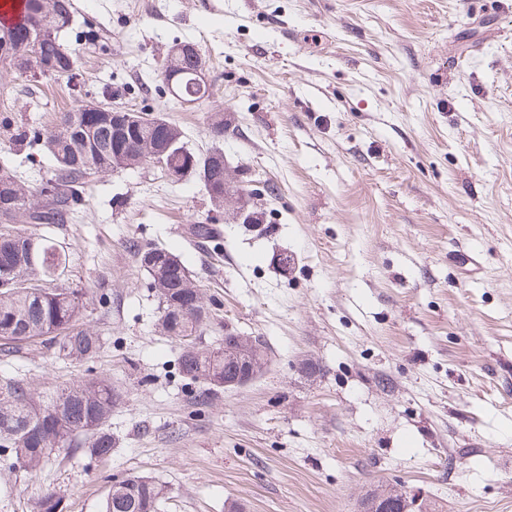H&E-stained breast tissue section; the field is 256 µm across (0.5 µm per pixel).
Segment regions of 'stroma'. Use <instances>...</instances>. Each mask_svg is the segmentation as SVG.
Listing matches in <instances>:
<instances>
[{
  "label": "stroma",
  "mask_w": 512,
  "mask_h": 512,
  "mask_svg": "<svg viewBox=\"0 0 512 512\" xmlns=\"http://www.w3.org/2000/svg\"><path fill=\"white\" fill-rule=\"evenodd\" d=\"M75 79L0 66V162L25 184L51 161L20 131L98 100L215 143L246 210L150 164L87 178L67 223L63 286L102 339L74 362L35 340L0 354L40 403L83 377L122 393L107 457L69 448L35 473L0 460V512L46 489L101 512L112 481L164 485L161 512H359L405 489L418 512H512V0H72ZM201 50L208 97L158 77ZM197 221L224 246L191 241ZM179 254L211 310L201 344L259 338L267 368L213 390L179 345L138 253Z\"/></svg>",
  "instance_id": "35a3bbf8"
}]
</instances>
